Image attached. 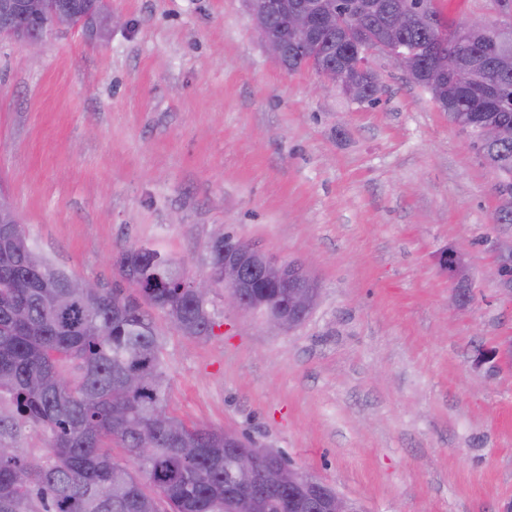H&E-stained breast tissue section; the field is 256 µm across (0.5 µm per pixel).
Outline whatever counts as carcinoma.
I'll return each mask as SVG.
<instances>
[{"label": "carcinoma", "instance_id": "carcinoma-1", "mask_svg": "<svg viewBox=\"0 0 512 512\" xmlns=\"http://www.w3.org/2000/svg\"><path fill=\"white\" fill-rule=\"evenodd\" d=\"M251 16L282 47L281 66L294 73L348 71L353 101L375 105L379 84L370 67L351 65L345 32L330 27L316 33L307 51L295 48L288 30V4ZM340 16L355 0H301ZM373 18L409 11L397 32L378 29L380 42L397 40L424 47L438 39L450 18L434 0H363ZM503 49L488 62L490 82L468 71L469 59L484 51V37L465 38L462 51L450 49V80L424 82L427 57L412 63L411 83L437 103L448 101L449 118L467 133L476 153L498 179L499 204L493 221L512 224V135L494 143L478 137L483 125L512 132V28L502 33ZM116 264L122 277L145 287L126 295L106 284L96 292L72 288L76 277L36 250L20 222L0 224V512H321L324 493L300 495L290 510L288 488L275 478L289 460L263 458L253 479L244 482L234 456L250 449L224 447V430L187 424L167 412L168 377L164 338L151 311L163 313L182 335L201 340L217 326L207 305L189 288L181 264L149 246L122 250ZM259 311L280 312L284 289H256ZM39 428L48 448L30 458L17 448L26 429ZM120 444L125 457L112 454Z\"/></svg>", "mask_w": 512, "mask_h": 512}]
</instances>
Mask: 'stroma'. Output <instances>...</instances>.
Returning a JSON list of instances; mask_svg holds the SVG:
<instances>
[{
    "instance_id": "35a3bbf8",
    "label": "stroma",
    "mask_w": 512,
    "mask_h": 512,
    "mask_svg": "<svg viewBox=\"0 0 512 512\" xmlns=\"http://www.w3.org/2000/svg\"><path fill=\"white\" fill-rule=\"evenodd\" d=\"M111 6L110 30L51 32L34 60L0 40V193L33 245L130 294L121 249L201 278L219 229L301 264L319 294L289 331L220 288L207 339L155 313L169 409L283 454L357 512H503L512 302L492 269L512 224L494 223L465 134L382 55L370 107L286 71L243 0Z\"/></svg>"
}]
</instances>
